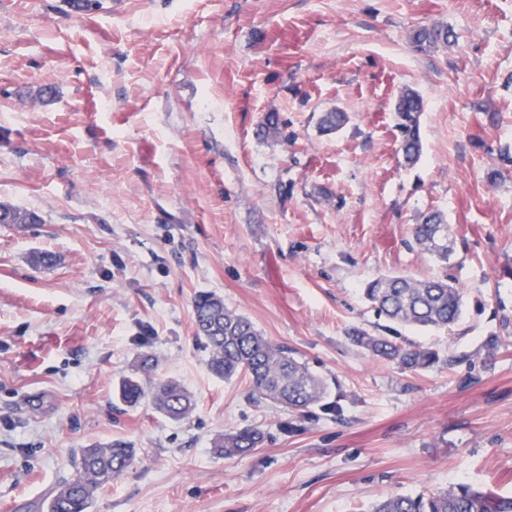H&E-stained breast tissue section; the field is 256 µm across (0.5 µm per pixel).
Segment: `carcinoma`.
Instances as JSON below:
<instances>
[{
    "label": "carcinoma",
    "instance_id": "obj_1",
    "mask_svg": "<svg viewBox=\"0 0 512 512\" xmlns=\"http://www.w3.org/2000/svg\"><path fill=\"white\" fill-rule=\"evenodd\" d=\"M453 33L446 27L431 26L412 33L411 42L420 52L446 44ZM423 99L414 90L402 92L395 105L396 127L405 164H416L422 155L420 116ZM348 122L344 112H326L319 121L322 132H332ZM278 113L267 114L259 131L263 140L283 137ZM413 246L420 252L448 264L454 252V235L438 213L413 225ZM365 299L377 315L392 324L415 329H446L461 313V292L448 276L418 280L401 273L381 274L365 284ZM197 335L210 351L208 366L213 374L231 380L243 374L250 378V399L288 411L292 419L283 430L295 428L312 407L338 420L343 407L328 397V384L295 352L269 342L246 316L224 306L214 294L202 293L193 303ZM352 342L371 357L390 362L404 372H420L440 361L437 351L397 337L372 334L355 328ZM145 397L139 382L125 379L120 398L136 405ZM152 405L172 420L188 417L195 406L192 396L177 382L158 383L151 394ZM266 432L258 427L227 431L213 441V448L226 458L248 456L264 447ZM135 449L125 443L92 446L83 450L77 477L63 484L47 499V512H88L101 487L119 478L134 462ZM368 512H512V495L491 489L459 484L447 490L417 494H396L373 503Z\"/></svg>",
    "mask_w": 512,
    "mask_h": 512
}]
</instances>
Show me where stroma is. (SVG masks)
Returning <instances> with one entry per match:
<instances>
[{"mask_svg":"<svg viewBox=\"0 0 512 512\" xmlns=\"http://www.w3.org/2000/svg\"><path fill=\"white\" fill-rule=\"evenodd\" d=\"M0 0V512H46L82 449L133 465L90 512H367L460 483L512 494V0ZM452 29L430 53L413 30ZM424 101L403 166L394 104ZM348 123L324 134L322 113ZM289 144L261 141L266 113ZM442 212L448 265L410 248ZM52 266L36 264L40 252ZM462 289L443 360L404 372L348 338L380 331V274ZM209 292L324 377L342 420L247 402L214 377L193 301ZM154 363L139 369L143 356ZM147 397L128 406L120 380ZM178 380L182 421L148 397ZM255 426V454L213 439Z\"/></svg>","mask_w":512,"mask_h":512,"instance_id":"stroma-1","label":"stroma"}]
</instances>
